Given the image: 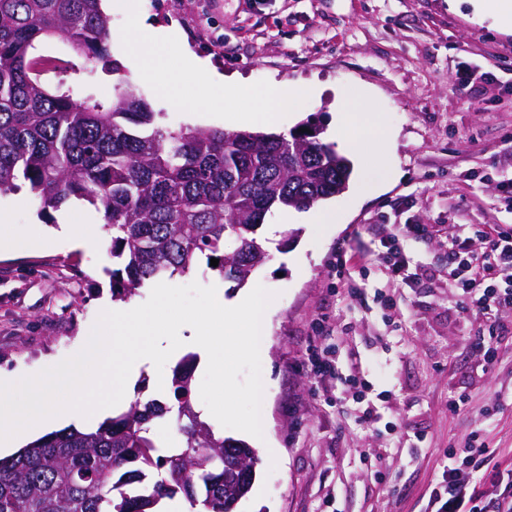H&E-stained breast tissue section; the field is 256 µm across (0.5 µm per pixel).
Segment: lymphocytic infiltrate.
Returning a JSON list of instances; mask_svg holds the SVG:
<instances>
[{
	"mask_svg": "<svg viewBox=\"0 0 512 512\" xmlns=\"http://www.w3.org/2000/svg\"><path fill=\"white\" fill-rule=\"evenodd\" d=\"M448 286L451 301L472 318L471 348L483 358L484 372H492L496 350L492 339L499 325L494 314H512V225H467L448 240ZM308 369L323 393L358 388L359 378L340 376L328 349L311 345ZM443 481L431 500V512H512V490L502 498L485 500L481 472L512 473V457L496 449L465 441L445 449Z\"/></svg>",
	"mask_w": 512,
	"mask_h": 512,
	"instance_id": "f902f5d3",
	"label": "lymphocytic infiltrate"
}]
</instances>
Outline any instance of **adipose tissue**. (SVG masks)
<instances>
[{
	"instance_id": "1",
	"label": "adipose tissue",
	"mask_w": 512,
	"mask_h": 512,
	"mask_svg": "<svg viewBox=\"0 0 512 512\" xmlns=\"http://www.w3.org/2000/svg\"><path fill=\"white\" fill-rule=\"evenodd\" d=\"M185 58L188 76L184 80L185 91L177 99L178 104L197 108L232 103L236 107H243V100L235 99L232 94V81L227 80L194 52H186ZM310 93V87L299 84L272 89L261 102L255 104L250 121L264 127L274 126L283 108L293 106ZM335 126L347 133L341 146L348 154L359 156L370 149L380 155L385 153L386 141L382 136L380 118L375 114L371 102L358 92L344 93L343 105L336 115Z\"/></svg>"
}]
</instances>
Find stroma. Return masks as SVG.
<instances>
[{
    "label": "stroma",
    "instance_id": "35a3bbf8",
    "mask_svg": "<svg viewBox=\"0 0 512 512\" xmlns=\"http://www.w3.org/2000/svg\"><path fill=\"white\" fill-rule=\"evenodd\" d=\"M112 17L110 51L126 61L153 27L178 24L185 40L152 45L153 70L181 91L182 49L238 75V98L257 101L271 88L304 83L313 96L282 111L286 135L315 124L334 144L340 94L359 90L380 113L389 136L385 164L354 158V179L331 198L332 224H304L287 245L265 239L270 258L250 281L276 291L260 347L262 413L276 457L261 460L252 489L234 512H426L441 479L440 455L469 438L512 450V316L495 343L499 362L483 377L468 341L471 324L448 305L447 238L458 224H512L498 190L512 172V36L490 17L475 18L467 0H121ZM38 54L59 59L51 86L74 97L91 88L108 103L106 76L88 80L85 62L50 40ZM140 91L170 129L183 125L245 129L236 110H198L161 98L151 82ZM0 370L23 377L79 352L100 312L112 305V239L93 206L72 201L54 221L92 225L99 248L58 241L33 247L40 219L25 190L0 194ZM405 224L432 226L431 238H402L412 286L391 289L372 252ZM359 255L350 272L365 286L358 307L337 296L329 264L337 248ZM394 291L399 321L382 317L379 293ZM326 315L328 341L343 373L359 372L362 394L328 399L306 366L313 320ZM463 393L460 413L448 397ZM371 425H360L363 410Z\"/></svg>",
    "mask_w": 512,
    "mask_h": 512
}]
</instances>
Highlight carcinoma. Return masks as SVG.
Wrapping results in <instances>:
<instances>
[{
    "label": "carcinoma",
    "instance_id": "obj_1",
    "mask_svg": "<svg viewBox=\"0 0 512 512\" xmlns=\"http://www.w3.org/2000/svg\"><path fill=\"white\" fill-rule=\"evenodd\" d=\"M101 0H0V193L29 184L39 213L73 199L112 231V299L190 274L200 261L239 286L269 257L256 237L276 207L307 209L342 194L350 161L312 132L290 137L182 126L169 130L112 59ZM70 45L115 76L105 106L50 90L38 44ZM219 260L218 266L210 259ZM174 401L135 399L96 429L68 427L0 458V512H155L183 495L202 512H230L259 463L245 442L215 435L176 367ZM170 419L181 447L167 453L149 424Z\"/></svg>",
    "mask_w": 512,
    "mask_h": 512
}]
</instances>
